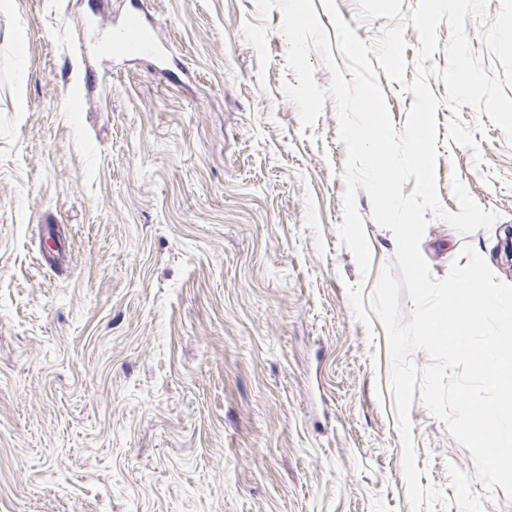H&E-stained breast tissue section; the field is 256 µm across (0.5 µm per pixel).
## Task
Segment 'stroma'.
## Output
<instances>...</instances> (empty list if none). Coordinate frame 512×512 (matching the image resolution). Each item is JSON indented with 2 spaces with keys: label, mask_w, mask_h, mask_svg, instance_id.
<instances>
[{
  "label": "stroma",
  "mask_w": 512,
  "mask_h": 512,
  "mask_svg": "<svg viewBox=\"0 0 512 512\" xmlns=\"http://www.w3.org/2000/svg\"><path fill=\"white\" fill-rule=\"evenodd\" d=\"M253 0H12L0 10V512H412L369 302L393 234L359 192L372 266L339 239L346 149L333 100L310 127L245 40ZM148 56H104L129 18ZM436 180L499 218L431 221L444 278L464 248L512 284V148L441 77ZM481 152L482 165L473 162ZM422 486L460 512L448 462L470 452L421 399Z\"/></svg>",
  "instance_id": "stroma-1"
}]
</instances>
